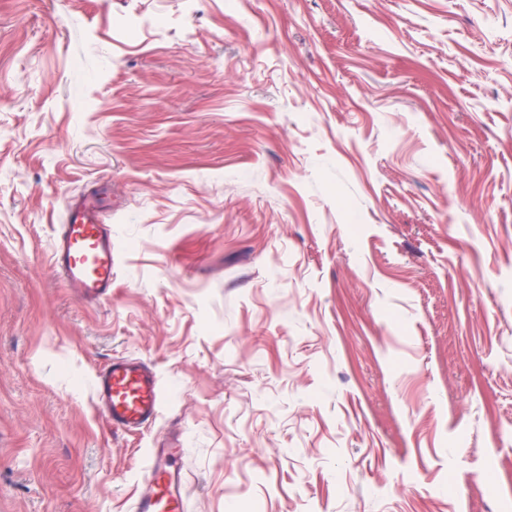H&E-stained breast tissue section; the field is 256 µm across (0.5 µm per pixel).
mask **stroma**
<instances>
[{
	"label": "stroma",
	"mask_w": 512,
	"mask_h": 512,
	"mask_svg": "<svg viewBox=\"0 0 512 512\" xmlns=\"http://www.w3.org/2000/svg\"><path fill=\"white\" fill-rule=\"evenodd\" d=\"M174 426L187 512H512V0H0V512H134ZM112 191L95 183L70 202L53 247L57 276L74 295L98 301L112 292ZM96 398L114 430L140 432L155 424L162 405L157 373L132 358H112L95 374Z\"/></svg>",
	"instance_id": "35a3bbf8"
}]
</instances>
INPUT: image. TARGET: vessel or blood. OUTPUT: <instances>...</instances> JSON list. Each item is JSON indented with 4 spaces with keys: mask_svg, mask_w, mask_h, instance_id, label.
Here are the masks:
<instances>
[{
    "mask_svg": "<svg viewBox=\"0 0 512 512\" xmlns=\"http://www.w3.org/2000/svg\"><path fill=\"white\" fill-rule=\"evenodd\" d=\"M112 209L108 185L93 184L70 202L53 247L57 276L74 295L98 301L112 292ZM96 398L114 430L140 432L155 424L162 405L156 372L132 358L111 359L95 374ZM180 435L155 441L150 451L135 512H186L187 489Z\"/></svg>",
    "mask_w": 512,
    "mask_h": 512,
    "instance_id": "b4317fda",
    "label": "vessel or blood"
}]
</instances>
